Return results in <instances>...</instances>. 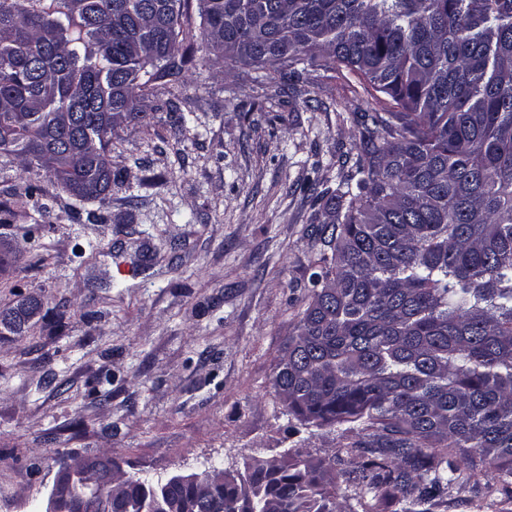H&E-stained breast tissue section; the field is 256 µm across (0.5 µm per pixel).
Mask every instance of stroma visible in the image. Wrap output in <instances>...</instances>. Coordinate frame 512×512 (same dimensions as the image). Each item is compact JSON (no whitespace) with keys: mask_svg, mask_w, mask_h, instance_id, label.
Wrapping results in <instances>:
<instances>
[{"mask_svg":"<svg viewBox=\"0 0 512 512\" xmlns=\"http://www.w3.org/2000/svg\"><path fill=\"white\" fill-rule=\"evenodd\" d=\"M144 102L106 201L0 154V311L39 302L0 329V512H42L57 452L155 481L368 437L289 415L273 379L322 248L305 187L335 185L372 102L335 72L291 97L222 58Z\"/></svg>","mask_w":512,"mask_h":512,"instance_id":"1","label":"stroma"}]
</instances>
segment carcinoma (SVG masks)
<instances>
[{
  "label": "carcinoma",
  "instance_id": "obj_1",
  "mask_svg": "<svg viewBox=\"0 0 512 512\" xmlns=\"http://www.w3.org/2000/svg\"><path fill=\"white\" fill-rule=\"evenodd\" d=\"M184 2L0 0V152L30 171L55 151V180L105 201L112 132L150 126L144 88L181 72ZM199 2L200 65L261 67L297 93L340 66L380 104L336 187L307 186L330 253L274 377L294 416L374 430L333 455L350 464L349 512H436L452 492L470 509L480 466L512 491V0ZM75 474L77 512H341L327 471L298 454L207 496L195 474L104 473L92 489ZM474 508L507 512L489 495Z\"/></svg>",
  "mask_w": 512,
  "mask_h": 512
}]
</instances>
